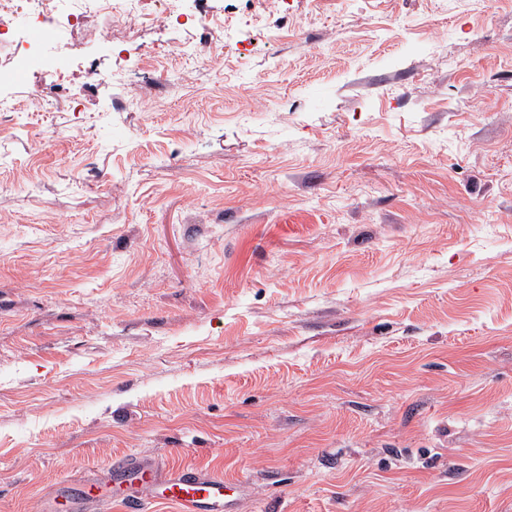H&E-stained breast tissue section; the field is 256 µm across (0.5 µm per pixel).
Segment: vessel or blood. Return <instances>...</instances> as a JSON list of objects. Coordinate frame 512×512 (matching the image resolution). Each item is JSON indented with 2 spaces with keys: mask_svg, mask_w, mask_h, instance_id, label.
<instances>
[{
  "mask_svg": "<svg viewBox=\"0 0 512 512\" xmlns=\"http://www.w3.org/2000/svg\"><path fill=\"white\" fill-rule=\"evenodd\" d=\"M127 493V512H150L157 499L177 505L179 512H227L229 500L222 474L192 466L164 470L147 460L131 457L118 467ZM36 512H80L66 485H59L49 502L35 506Z\"/></svg>",
  "mask_w": 512,
  "mask_h": 512,
  "instance_id": "obj_1",
  "label": "vessel or blood"
}]
</instances>
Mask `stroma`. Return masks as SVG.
Masks as SVG:
<instances>
[{"label":"stroma","instance_id":"obj_1","mask_svg":"<svg viewBox=\"0 0 512 512\" xmlns=\"http://www.w3.org/2000/svg\"><path fill=\"white\" fill-rule=\"evenodd\" d=\"M184 7L224 29L98 13L69 98L0 83V512L134 455L231 512H512V0Z\"/></svg>","mask_w":512,"mask_h":512}]
</instances>
